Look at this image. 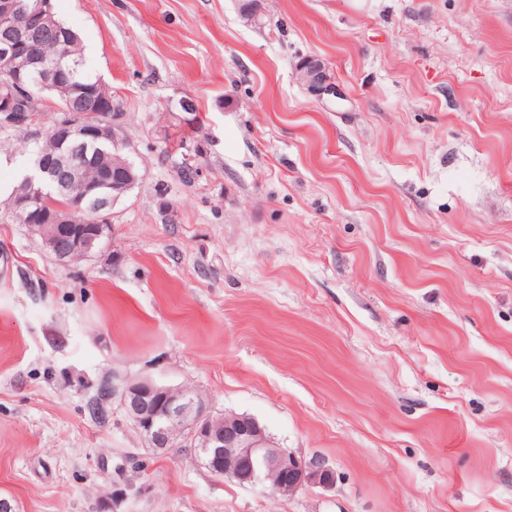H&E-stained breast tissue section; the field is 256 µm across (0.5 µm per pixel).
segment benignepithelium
<instances>
[{"label":"benign epithelium","mask_w":512,"mask_h":512,"mask_svg":"<svg viewBox=\"0 0 512 512\" xmlns=\"http://www.w3.org/2000/svg\"><path fill=\"white\" fill-rule=\"evenodd\" d=\"M17 0H0V57L21 69L27 64L29 29L17 20ZM298 75L309 88L321 95L334 93L326 65L315 58L304 60ZM34 81L67 94L64 69L43 65ZM9 88L0 94V129L37 125L44 119L43 101H35L28 112L13 109ZM54 111L64 117L53 127V137L69 146L61 167L74 171L77 150L89 139L119 143L112 115L96 111L80 120L72 119L62 106ZM126 184H114L111 192L95 195L93 215L78 222L73 210L55 203L36 182L27 181L14 202L13 213L28 223L43 243L64 258H86L93 242L110 230L112 208ZM119 403L134 423L146 447L154 454L174 448L197 449L196 460L213 474H224L241 485L265 484L273 492L291 496L305 487H330L335 471L319 456L306 457L274 444L265 428L252 416L226 412L215 415L206 400L192 387H170L151 380L127 383L112 388Z\"/></svg>","instance_id":"obj_1"}]
</instances>
